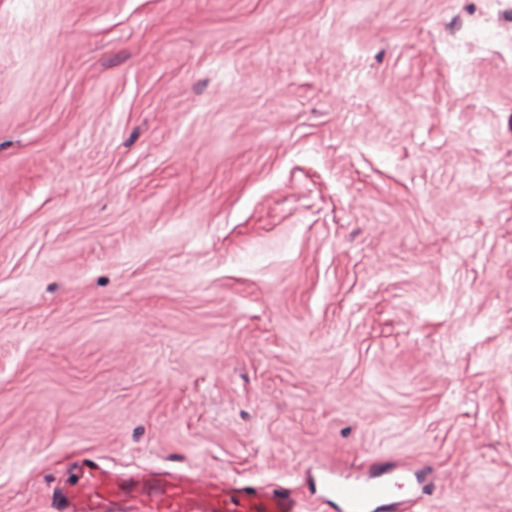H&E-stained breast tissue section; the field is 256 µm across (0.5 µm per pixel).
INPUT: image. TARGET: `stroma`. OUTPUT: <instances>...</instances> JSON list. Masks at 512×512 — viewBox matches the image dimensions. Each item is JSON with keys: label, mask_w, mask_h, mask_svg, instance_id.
Returning a JSON list of instances; mask_svg holds the SVG:
<instances>
[{"label": "stroma", "mask_w": 512, "mask_h": 512, "mask_svg": "<svg viewBox=\"0 0 512 512\" xmlns=\"http://www.w3.org/2000/svg\"><path fill=\"white\" fill-rule=\"evenodd\" d=\"M367 460L512 512V0H0V512Z\"/></svg>", "instance_id": "35a3bbf8"}]
</instances>
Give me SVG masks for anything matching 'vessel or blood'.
Masks as SVG:
<instances>
[{"label":"vessel or blood","mask_w":512,"mask_h":512,"mask_svg":"<svg viewBox=\"0 0 512 512\" xmlns=\"http://www.w3.org/2000/svg\"><path fill=\"white\" fill-rule=\"evenodd\" d=\"M324 490L343 500L349 512L389 495L388 483H374L359 475L327 477ZM127 504L130 512H297L288 490L271 491L236 482L199 483L187 475L162 468L117 473L93 463L60 492L61 512H114Z\"/></svg>","instance_id":"obj_1"}]
</instances>
